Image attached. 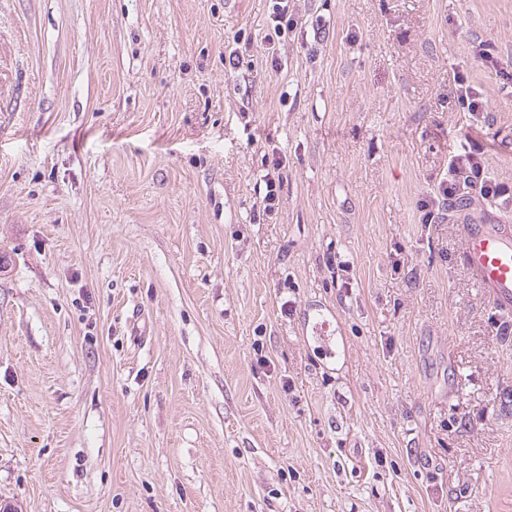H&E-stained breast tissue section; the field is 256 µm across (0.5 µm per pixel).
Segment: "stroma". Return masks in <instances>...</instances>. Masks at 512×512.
Listing matches in <instances>:
<instances>
[{
    "label": "stroma",
    "instance_id": "obj_1",
    "mask_svg": "<svg viewBox=\"0 0 512 512\" xmlns=\"http://www.w3.org/2000/svg\"><path fill=\"white\" fill-rule=\"evenodd\" d=\"M292 3L278 66L232 70L271 0H0L18 512H512V312L460 232L512 211L420 209L475 143L512 182V94L473 58L512 64V0ZM319 310L338 336L304 335ZM474 58L483 66L492 67L496 71L503 73L504 79L506 80V88H508V85L512 87L511 66L510 70H508V66L504 65L502 59L499 57L497 46L493 41H480L476 47ZM456 82V100L467 112L471 114H480L477 112H487V102L482 94L467 81V77L462 73L454 76Z\"/></svg>",
    "mask_w": 512,
    "mask_h": 512
}]
</instances>
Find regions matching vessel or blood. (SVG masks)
I'll use <instances>...</instances> for the list:
<instances>
[{
    "label": "vessel or blood",
    "mask_w": 512,
    "mask_h": 512,
    "mask_svg": "<svg viewBox=\"0 0 512 512\" xmlns=\"http://www.w3.org/2000/svg\"><path fill=\"white\" fill-rule=\"evenodd\" d=\"M463 260L492 304L512 310V226L499 220L469 219L461 226Z\"/></svg>",
    "instance_id": "obj_1"
}]
</instances>
